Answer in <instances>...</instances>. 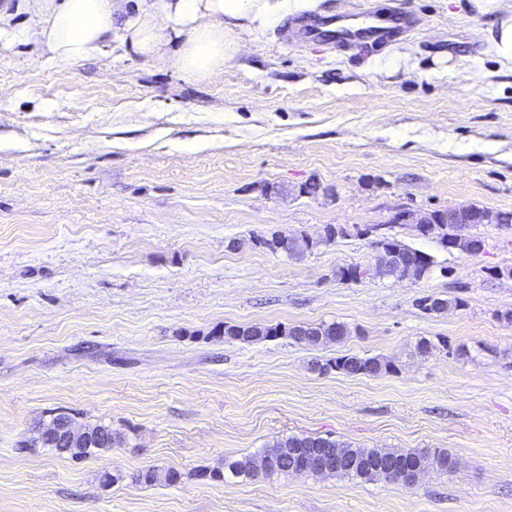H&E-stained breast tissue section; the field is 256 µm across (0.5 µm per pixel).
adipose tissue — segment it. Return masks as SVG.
<instances>
[{
    "instance_id": "ef3b65f1",
    "label": "adipose tissue",
    "mask_w": 512,
    "mask_h": 512,
    "mask_svg": "<svg viewBox=\"0 0 512 512\" xmlns=\"http://www.w3.org/2000/svg\"><path fill=\"white\" fill-rule=\"evenodd\" d=\"M481 13H495L496 21L485 38L490 51L503 62H512V0H471ZM319 0H144L124 26L123 40L139 55L156 57L166 46L167 30L184 41L173 57L186 77L214 75L231 50L227 38L236 29L268 27L286 13L311 11ZM35 19L24 37L46 45L52 57L74 63L99 50L112 31L121 0H34Z\"/></svg>"
}]
</instances>
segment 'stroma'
<instances>
[{
    "instance_id": "35a3bbf8",
    "label": "stroma",
    "mask_w": 512,
    "mask_h": 512,
    "mask_svg": "<svg viewBox=\"0 0 512 512\" xmlns=\"http://www.w3.org/2000/svg\"><path fill=\"white\" fill-rule=\"evenodd\" d=\"M400 2L418 26L381 51L296 40L288 14L231 33L203 81L172 64L183 36L146 58L120 15L74 64L0 42V512H512V226L478 225L484 249L467 254L391 221L512 211V64L488 52L491 15ZM327 224L387 225L439 270L347 285L334 273L371 262L367 239L297 261L228 247ZM428 295L462 304L428 314ZM332 321L350 334L320 348L212 334ZM423 337L448 346L418 355ZM348 352L396 370L311 367ZM61 410L120 444L81 460L27 447ZM289 435L445 449L457 465L412 487L203 475ZM147 468L181 479L132 481Z\"/></svg>"
}]
</instances>
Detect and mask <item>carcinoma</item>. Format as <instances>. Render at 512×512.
Listing matches in <instances>:
<instances>
[{"instance_id":"1","label":"carcinoma","mask_w":512,"mask_h":512,"mask_svg":"<svg viewBox=\"0 0 512 512\" xmlns=\"http://www.w3.org/2000/svg\"><path fill=\"white\" fill-rule=\"evenodd\" d=\"M441 222L442 229L439 233L438 243L445 250L448 249V240L458 237L460 230L468 231L473 228L471 224L462 223L460 213L454 209L443 211ZM383 253L394 271L402 269L409 262L418 263L420 270L415 277L417 281L431 275L437 267L432 255L398 239L389 244V247L384 249ZM332 326L333 323L331 322H321L319 323V330L322 331V335L297 336L294 334L292 327L282 323L271 325L262 330L249 324H227L218 332V335L224 337L227 342L240 343H259L279 336H286L300 345L320 347L335 340H340V337L330 335ZM315 369L322 373L334 370L350 376H377L394 371L392 364L381 357H365L355 353L342 354L336 358L328 359L324 363L317 361L315 362ZM86 431L88 432L86 440L78 444L69 443L62 435L49 434L45 437L41 435L33 437L31 445L40 444L54 449L60 455H67L73 459H84L108 451L119 443V438L112 432V427L108 425H88ZM321 449L329 450L344 460L341 468L331 470L327 472V475L360 479L364 482L383 480L405 486L409 485V481L400 478L397 473L390 471L381 464V460L387 458L402 459L424 468L431 467L441 473L454 468V458L444 450L431 452L419 449L360 448L346 442L336 441L330 437L311 438L296 435L278 439L263 450L262 455L271 460V465L260 475L254 470V456L252 455L227 459L224 461V467L237 476H245L250 479L259 476L270 480L274 477L278 478L282 475L291 474L293 464L298 459V452ZM132 479L137 483L145 484H152L160 480L167 483H176L180 480V473L175 470H168L161 475L157 470L149 468L134 474Z\"/></svg>"}]
</instances>
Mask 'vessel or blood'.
<instances>
[{
    "mask_svg": "<svg viewBox=\"0 0 512 512\" xmlns=\"http://www.w3.org/2000/svg\"><path fill=\"white\" fill-rule=\"evenodd\" d=\"M365 17L364 24L354 25L333 13L313 15L299 19L297 26L304 39L331 42L340 49L353 42L382 48L415 29L411 14L399 6L370 10Z\"/></svg>",
    "mask_w": 512,
    "mask_h": 512,
    "instance_id": "1",
    "label": "vessel or blood"
}]
</instances>
